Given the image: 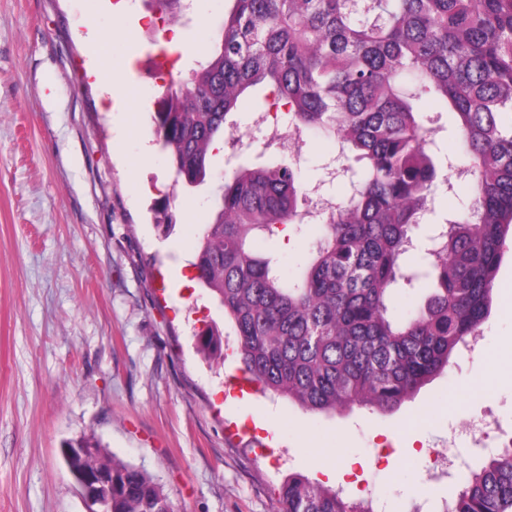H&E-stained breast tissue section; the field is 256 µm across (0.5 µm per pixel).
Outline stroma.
<instances>
[{"label":"stroma","instance_id":"obj_1","mask_svg":"<svg viewBox=\"0 0 512 512\" xmlns=\"http://www.w3.org/2000/svg\"><path fill=\"white\" fill-rule=\"evenodd\" d=\"M229 5L192 0L167 25L147 0L119 12L105 0H0V512H87L62 457L83 435L150 474L175 512H276L291 473L378 496L386 512L421 501L441 512L462 478L428 482L429 449L484 409L512 433V366L501 361L512 351V242L480 353L453 355L397 411L326 415L230 394L233 329L175 271L194 259L220 174L256 161L265 136L242 101L224 129L235 149L212 159L205 186L178 195L177 222L163 231L151 206L172 173L141 92L185 76ZM91 24L111 35L101 78L82 40ZM165 27L192 51L159 54ZM299 154L309 185L346 193L348 177L325 178L330 140L307 134ZM211 325L224 335L220 364L196 345ZM325 459L332 473L319 471Z\"/></svg>","mask_w":512,"mask_h":512}]
</instances>
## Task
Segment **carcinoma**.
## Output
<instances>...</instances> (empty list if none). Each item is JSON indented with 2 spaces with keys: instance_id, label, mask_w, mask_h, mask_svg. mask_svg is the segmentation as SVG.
Masks as SVG:
<instances>
[{
  "instance_id": "cac0c4a2",
  "label": "carcinoma",
  "mask_w": 512,
  "mask_h": 512,
  "mask_svg": "<svg viewBox=\"0 0 512 512\" xmlns=\"http://www.w3.org/2000/svg\"><path fill=\"white\" fill-rule=\"evenodd\" d=\"M219 40L188 75L163 88L151 115L174 185L203 182L224 144L228 115L254 88L256 111L317 130L361 175L288 276L256 249L260 236L306 235L300 160L224 172L194 266L224 309L243 371L275 395L321 414L355 406L392 413L433 377L487 319L512 237V0H232ZM456 115L471 175L472 209L446 220L413 256L412 233L432 211L439 126L422 102ZM434 285L399 320L403 286ZM222 334L200 351L222 359ZM69 448L67 470L112 473V512H174L159 483L94 436ZM278 512H373L301 473L277 493ZM443 512H512V447L466 475Z\"/></svg>"
}]
</instances>
